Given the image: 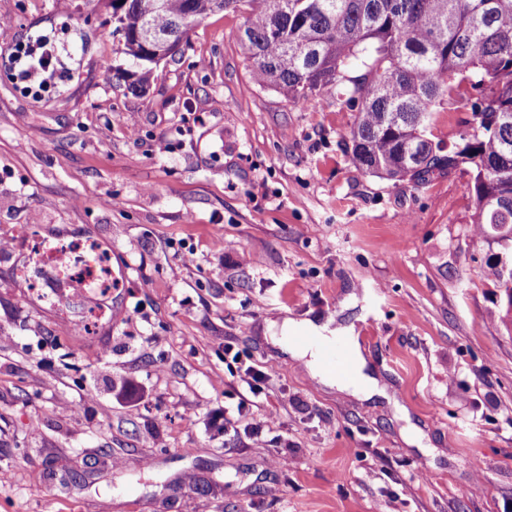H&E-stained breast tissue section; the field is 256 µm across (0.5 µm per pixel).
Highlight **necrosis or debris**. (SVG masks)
I'll use <instances>...</instances> for the list:
<instances>
[{"label":"necrosis or debris","mask_w":512,"mask_h":512,"mask_svg":"<svg viewBox=\"0 0 512 512\" xmlns=\"http://www.w3.org/2000/svg\"><path fill=\"white\" fill-rule=\"evenodd\" d=\"M31 261L14 268L18 279L27 283L32 297L56 309L70 285H81L93 304L87 307L74 331L92 336L112 317V300L121 286L113 278L110 247L93 238H67L33 232L30 236Z\"/></svg>","instance_id":"necrosis-or-debris-1"}]
</instances>
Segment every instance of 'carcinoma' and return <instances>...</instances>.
Masks as SVG:
<instances>
[{"label":"carcinoma","mask_w":512,"mask_h":512,"mask_svg":"<svg viewBox=\"0 0 512 512\" xmlns=\"http://www.w3.org/2000/svg\"><path fill=\"white\" fill-rule=\"evenodd\" d=\"M123 52L139 61L130 75L106 66L107 79H131L143 92L150 56L180 40L190 11L201 21L249 8L240 41L253 78L285 99L315 104L320 91L343 86L358 105L349 133L351 158L365 173L423 182L436 171L466 165L473 173L475 224L493 235L512 230V0H110ZM355 59L368 76L348 77ZM485 93L472 105L463 146L445 152L432 139L437 105L453 81Z\"/></svg>","instance_id":"carcinoma-1"}]
</instances>
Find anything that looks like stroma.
Wrapping results in <instances>:
<instances>
[{"label":"stroma","mask_w":512,"mask_h":512,"mask_svg":"<svg viewBox=\"0 0 512 512\" xmlns=\"http://www.w3.org/2000/svg\"><path fill=\"white\" fill-rule=\"evenodd\" d=\"M248 16L203 20L135 93L101 71L135 68L103 0H0V512H512V333L486 266L512 241L476 233L464 168H358L341 88L302 107L258 85ZM36 35L43 90L9 63ZM477 96L445 100L434 140L461 145ZM31 226L128 267L94 339L70 323L83 288L64 316L15 278ZM286 319L355 337L380 394L313 378L271 341ZM241 403L252 430L225 432Z\"/></svg>","instance_id":"35a3bbf8"}]
</instances>
